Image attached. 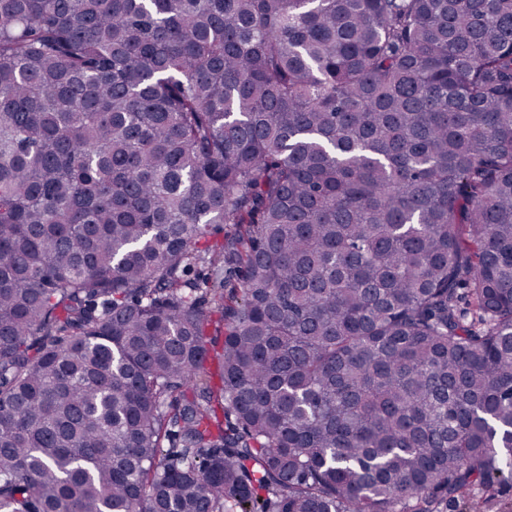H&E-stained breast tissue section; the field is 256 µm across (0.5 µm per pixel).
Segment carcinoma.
<instances>
[{"mask_svg":"<svg viewBox=\"0 0 512 512\" xmlns=\"http://www.w3.org/2000/svg\"><path fill=\"white\" fill-rule=\"evenodd\" d=\"M493 480L512 0H0V512Z\"/></svg>","mask_w":512,"mask_h":512,"instance_id":"cac0c4a2","label":"carcinoma"}]
</instances>
